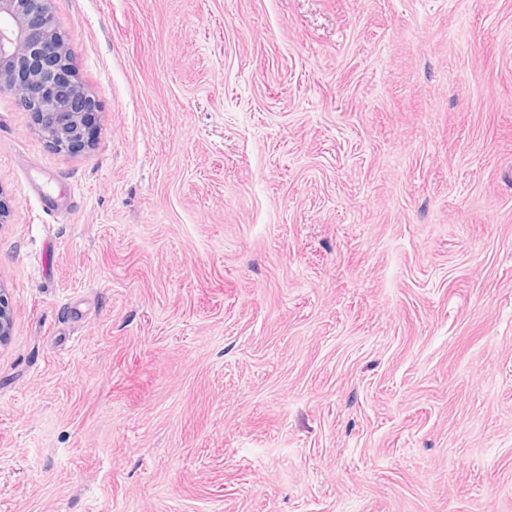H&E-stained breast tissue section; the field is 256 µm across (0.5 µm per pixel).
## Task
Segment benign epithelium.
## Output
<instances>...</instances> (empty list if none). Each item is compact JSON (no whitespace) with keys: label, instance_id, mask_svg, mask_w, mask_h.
<instances>
[{"label":"benign epithelium","instance_id":"7a95c632","mask_svg":"<svg viewBox=\"0 0 512 512\" xmlns=\"http://www.w3.org/2000/svg\"><path fill=\"white\" fill-rule=\"evenodd\" d=\"M53 0H0V93L31 113L42 137L74 151L88 145L95 99L78 81ZM12 310L0 289V346L11 336Z\"/></svg>","mask_w":512,"mask_h":512}]
</instances>
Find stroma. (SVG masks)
<instances>
[{"label":"stroma","mask_w":512,"mask_h":512,"mask_svg":"<svg viewBox=\"0 0 512 512\" xmlns=\"http://www.w3.org/2000/svg\"><path fill=\"white\" fill-rule=\"evenodd\" d=\"M0 95V512H512V0H54ZM53 0H0V93L31 113L42 137L74 151L89 142L95 99L78 81Z\"/></svg>","instance_id":"obj_1"}]
</instances>
